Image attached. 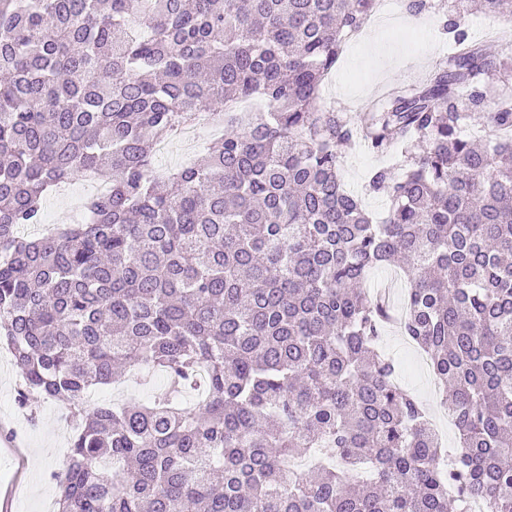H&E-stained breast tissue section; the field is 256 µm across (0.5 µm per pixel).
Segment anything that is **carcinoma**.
Here are the masks:
<instances>
[{
    "mask_svg": "<svg viewBox=\"0 0 512 512\" xmlns=\"http://www.w3.org/2000/svg\"><path fill=\"white\" fill-rule=\"evenodd\" d=\"M375 2L0 0V346L18 405L76 424L54 512H512V64L456 0L452 52L356 124L320 87ZM202 112L210 154L154 177ZM356 141L403 167L368 178L379 224L342 181ZM88 170L92 222L20 232ZM399 256L451 453L380 349L366 280ZM142 367L152 399L89 404Z\"/></svg>",
    "mask_w": 512,
    "mask_h": 512,
    "instance_id": "obj_1",
    "label": "carcinoma"
}]
</instances>
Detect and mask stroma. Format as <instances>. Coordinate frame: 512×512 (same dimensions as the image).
<instances>
[{"label": "stroma", "instance_id": "stroma-1", "mask_svg": "<svg viewBox=\"0 0 512 512\" xmlns=\"http://www.w3.org/2000/svg\"><path fill=\"white\" fill-rule=\"evenodd\" d=\"M430 2V8L420 15L403 13V26L378 25L372 27L368 40L347 43L330 82L322 87L323 105L355 116L373 111L374 100L385 84H414L436 61L446 57L451 45L441 22L454 0ZM489 29L507 34L505 40L488 44L490 53L506 60L512 58V17H493L478 11L470 14L467 33L471 39L483 41ZM210 141L205 132L192 146L177 138L168 140L163 154L154 158L156 176L165 177L204 154ZM344 153L341 174L347 190L360 195L374 217L383 218L389 207L387 197L366 193L365 185L370 172L392 164V157L376 155L361 144L345 148ZM381 345L399 363L403 387L415 394L432 416L440 418L443 436L454 441V425L415 350L391 326L386 327ZM19 383L16 368L0 351V424L6 428L0 436V493L10 494L12 512H48L46 505L55 496L51 475L66 464L73 429L62 418L59 402L37 400L31 411L19 409L15 401ZM31 412L36 415L32 424L27 421Z\"/></svg>", "mask_w": 512, "mask_h": 512}]
</instances>
